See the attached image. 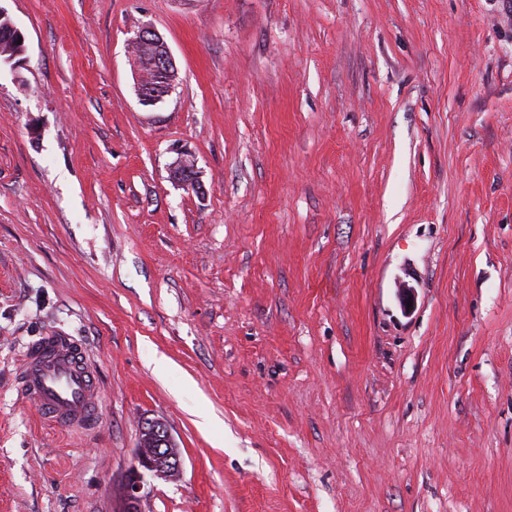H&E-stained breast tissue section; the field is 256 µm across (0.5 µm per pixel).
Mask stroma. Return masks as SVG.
<instances>
[{
  "label": "stroma",
  "mask_w": 512,
  "mask_h": 512,
  "mask_svg": "<svg viewBox=\"0 0 512 512\" xmlns=\"http://www.w3.org/2000/svg\"><path fill=\"white\" fill-rule=\"evenodd\" d=\"M0 9V512H122L151 420L141 512H512V0ZM51 332L90 430L18 391ZM0 62L5 63V61L10 60V62H19L22 60V55L25 52V45L22 41L20 44H16V41L19 40V38H22L24 40V36L20 32L19 29L15 27V25H11V31L13 34L10 33V27L9 24L13 23L11 19L5 16L6 13L0 9ZM144 42L155 47L156 52L154 54V49L150 46H143L138 49L134 57V64L136 68L150 74L149 70L145 66V62L149 61L154 54L153 58L150 60L149 67L153 69L154 73L162 77L160 79L162 84L153 85L142 84L141 79L138 77L139 80L137 88L140 100L146 105H151L157 103L171 92L174 87V82L172 80L173 75H176L178 72L169 48L162 37L149 29H142L131 41L130 47L132 49L134 45ZM23 398L68 430L93 427L100 397L82 346L66 336H40L25 353L18 375ZM140 444L144 448H158L156 452L145 453L139 448L135 450V466L130 472L128 481L126 483V494H125V505L123 512H139L141 497L138 495L141 487L142 473L139 468L145 471L154 473L157 476L164 478H172V474L178 473L179 476L182 473L181 460L179 457L175 459L167 454L161 453L166 450V446L160 445V439L152 428L149 426L141 434ZM173 459V461H172ZM175 460V462H174Z\"/></svg>",
  "instance_id": "stroma-1"
}]
</instances>
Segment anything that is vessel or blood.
<instances>
[{
  "label": "vessel or blood",
  "instance_id": "obj_1",
  "mask_svg": "<svg viewBox=\"0 0 512 512\" xmlns=\"http://www.w3.org/2000/svg\"><path fill=\"white\" fill-rule=\"evenodd\" d=\"M18 385L24 399L67 429H90L99 416L93 370L82 346L69 337L46 335L32 342Z\"/></svg>",
  "mask_w": 512,
  "mask_h": 512
}]
</instances>
